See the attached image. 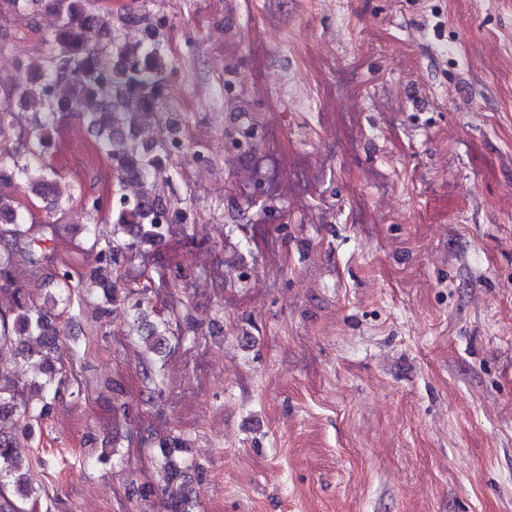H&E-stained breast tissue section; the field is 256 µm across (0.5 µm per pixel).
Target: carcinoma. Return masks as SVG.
I'll return each mask as SVG.
<instances>
[{
	"instance_id": "cac0c4a2",
	"label": "carcinoma",
	"mask_w": 512,
	"mask_h": 512,
	"mask_svg": "<svg viewBox=\"0 0 512 512\" xmlns=\"http://www.w3.org/2000/svg\"><path fill=\"white\" fill-rule=\"evenodd\" d=\"M14 8L56 18L53 54L41 66H18L17 83L0 98V130L15 124L21 114L29 113L33 131L26 154L0 151V182L22 181L38 197L53 201L62 196L60 174L46 160L52 134L60 122L73 112L81 113L96 135V150L115 166L122 184L138 187L137 197L122 195L113 204L102 205L101 198L88 201L95 212L115 217L112 235L93 238L97 267L76 283L71 267L62 264L51 274L46 286L58 294L62 312L75 319L72 296L79 291L88 297L97 295L102 305L98 316L113 312L114 305L124 307L127 316L144 332L147 350L158 353L167 342L169 321L147 319L144 301L134 292L123 291L111 270L130 259L136 247L161 242L171 232L175 204L152 193L160 175L166 173L168 154L147 147L141 136L147 117L158 105L162 76L167 69L164 50L155 28L146 17L129 14L126 23L139 26L143 38L121 42L112 29V14L94 11L89 0H12ZM15 197L0 192V292L9 295L10 307L0 311V358L10 356L31 361L44 375L37 384L38 401L18 400L11 389V377L0 373V512H24L6 496L11 488L23 500L37 495L27 475L18 472L17 443L13 432L18 427L44 417L56 399L64 380L59 378L57 352L63 332L48 318L36 300L15 287L23 269L34 264L35 245L46 239L32 234ZM27 240V248L18 250L11 241ZM183 440L166 439L160 447L159 466L164 474L162 494L167 512H193L194 504L181 490L180 480L196 463H187L179 455Z\"/></svg>"
}]
</instances>
